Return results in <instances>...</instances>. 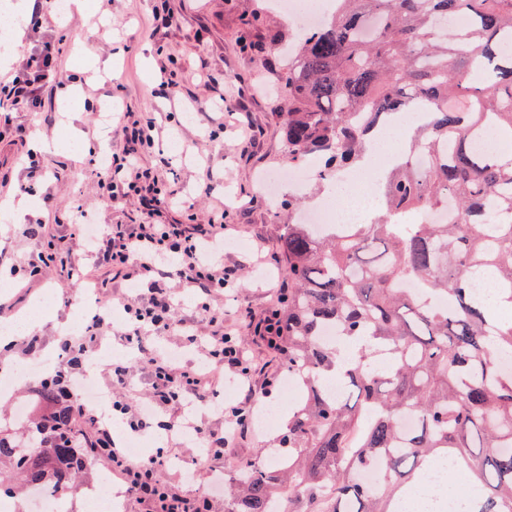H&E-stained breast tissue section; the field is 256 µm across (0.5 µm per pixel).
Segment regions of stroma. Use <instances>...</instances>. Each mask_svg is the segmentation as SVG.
I'll return each mask as SVG.
<instances>
[{
    "instance_id": "1",
    "label": "stroma",
    "mask_w": 512,
    "mask_h": 512,
    "mask_svg": "<svg viewBox=\"0 0 512 512\" xmlns=\"http://www.w3.org/2000/svg\"><path fill=\"white\" fill-rule=\"evenodd\" d=\"M173 16L172 25L154 21L157 6ZM42 21L27 26L16 40L9 73L22 74L31 57L52 45L56 78L45 85L41 120H34L26 100H0V202L10 199L36 202L35 214L0 228V317L27 310L46 292L55 295L40 314L35 334L46 351L58 350L64 340L82 341V332H67L73 303L81 288L68 284L64 265H52L40 278L24 279L21 270L38 261L47 245H55L66 258L84 268L94 266L83 236L74 226L76 211H86L98 224H223L228 240L227 266L244 267L232 288H225L212 304L224 312L229 328H238L243 313L262 318L270 309L274 292L288 276L278 256L279 236L288 213L274 200L260 174L287 168L283 114L286 97L274 95L285 71V51L295 44L297 28L270 10L267 0H91L88 14L66 16L55 9V0H42ZM100 59L98 69L83 65L87 51ZM76 84L80 93L76 113L62 111L59 94ZM119 102L111 122L100 120L103 105ZM155 121L153 144L137 154L140 168L150 170L170 195L169 207L150 212L131 195L108 201L98 186L100 154H122L125 125ZM82 130L100 152L71 155L68 150L36 154L34 164L23 161L34 141H70L72 128ZM41 234H32L34 225ZM273 256L265 279L251 273L255 249ZM95 286L103 302L113 304L112 327L97 340L112 346L108 364L98 371V383L107 399L124 393L128 404L145 400L152 390L153 358L169 351L182 354L185 365L200 356L201 337L213 335L196 295L174 286L175 316L183 327L159 330L143 340L141 351H132L125 338L124 303L140 298L108 270L98 271ZM240 331V345L255 370L249 385L257 403L279 410L280 425L243 437H229L224 454L213 457L180 436H165L161 421H177V406L158 407L156 426L145 436L162 448L168 463L158 479L178 487L184 495L207 494V512H224L221 479L237 474L247 462L280 452L289 403L283 395L288 376L274 350L253 332ZM127 364L131 374L116 385L111 365ZM243 398L242 390L218 384L214 396L193 409L203 428L223 434L227 408Z\"/></svg>"
}]
</instances>
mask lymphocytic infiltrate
I'll return each mask as SVG.
<instances>
[{"mask_svg": "<svg viewBox=\"0 0 512 512\" xmlns=\"http://www.w3.org/2000/svg\"><path fill=\"white\" fill-rule=\"evenodd\" d=\"M154 131V122L135 123L127 127L126 139L132 148L148 144L154 140ZM132 148L123 156L110 158L113 173L99 181L104 195L112 199L122 190L146 191L151 195L152 206H166V199L156 194L157 187L150 172L138 170ZM223 242L224 227L220 224H111L100 233L93 244L96 265L111 268L127 282H139L147 274L152 277L147 302L126 308L133 325V337H140L148 327L172 330L179 327L173 319L174 297L157 281L161 273L199 290L206 298L201 308L209 312L211 322L222 320V313L211 307L209 299L217 291L233 286L238 280V270L206 256L204 248ZM201 360L198 366H181L168 357L157 360L153 371L152 405L184 407L206 401L211 376L217 371L228 373L234 380L251 376L237 336L227 331L213 337L204 347ZM96 443L98 453L113 472L122 476L130 494L155 502L161 512H201L200 501L190 500L176 488H165L158 483L156 473L166 463L163 453L133 460L126 450L115 446L105 428L98 429Z\"/></svg>", "mask_w": 512, "mask_h": 512, "instance_id": "f902f5d3", "label": "lymphocytic infiltrate"}]
</instances>
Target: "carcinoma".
<instances>
[{
    "instance_id": "carcinoma-1",
    "label": "carcinoma",
    "mask_w": 512,
    "mask_h": 512,
    "mask_svg": "<svg viewBox=\"0 0 512 512\" xmlns=\"http://www.w3.org/2000/svg\"><path fill=\"white\" fill-rule=\"evenodd\" d=\"M370 18L379 25L365 38ZM509 46L512 0H337L301 31L279 87L289 161L318 159L325 181L361 162L381 116L425 102L430 118L384 174L374 221L283 225L288 291L274 350L302 397L280 438L288 456L243 468L224 512H276V501L288 512H400L443 456L479 481L462 489L468 512H512V371L498 364L512 320L488 316L470 290L490 271L512 302V153L475 148L512 141ZM60 354L78 363L86 345L65 341ZM34 392L50 414L0 430V491L15 493L17 475L64 491L95 447L61 372ZM374 467L368 486L361 474Z\"/></svg>"
}]
</instances>
